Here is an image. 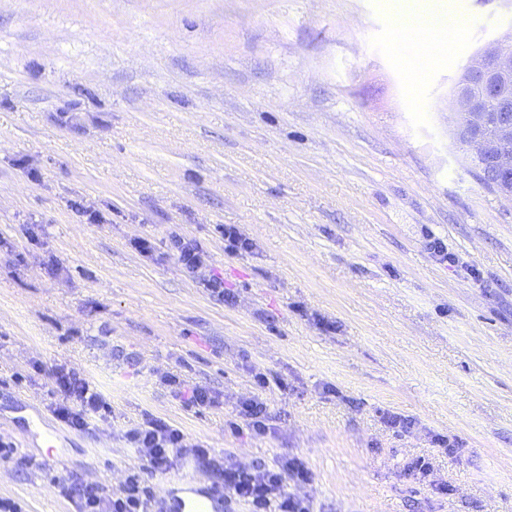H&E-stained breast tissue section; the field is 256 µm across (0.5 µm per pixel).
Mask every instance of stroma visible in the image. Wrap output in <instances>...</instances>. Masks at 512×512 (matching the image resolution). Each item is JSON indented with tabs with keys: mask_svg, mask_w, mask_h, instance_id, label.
Returning a JSON list of instances; mask_svg holds the SVG:
<instances>
[{
	"mask_svg": "<svg viewBox=\"0 0 512 512\" xmlns=\"http://www.w3.org/2000/svg\"><path fill=\"white\" fill-rule=\"evenodd\" d=\"M446 6L430 65L386 0H0V497L75 512L51 477L200 490L296 457L313 512H512V201L451 121L512 0ZM63 369L109 405L90 431L54 415ZM247 399L265 434L229 429ZM149 416L213 462L143 471ZM169 243L172 254L189 276L196 277L208 267L209 256L176 231L169 234Z\"/></svg>",
	"mask_w": 512,
	"mask_h": 512,
	"instance_id": "1",
	"label": "stroma"
}]
</instances>
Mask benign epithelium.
<instances>
[{
    "mask_svg": "<svg viewBox=\"0 0 512 512\" xmlns=\"http://www.w3.org/2000/svg\"><path fill=\"white\" fill-rule=\"evenodd\" d=\"M453 124L466 130L460 148L489 176L487 186L512 201V46L489 45L478 53L453 96Z\"/></svg>",
    "mask_w": 512,
    "mask_h": 512,
    "instance_id": "1",
    "label": "benign epithelium"
}]
</instances>
